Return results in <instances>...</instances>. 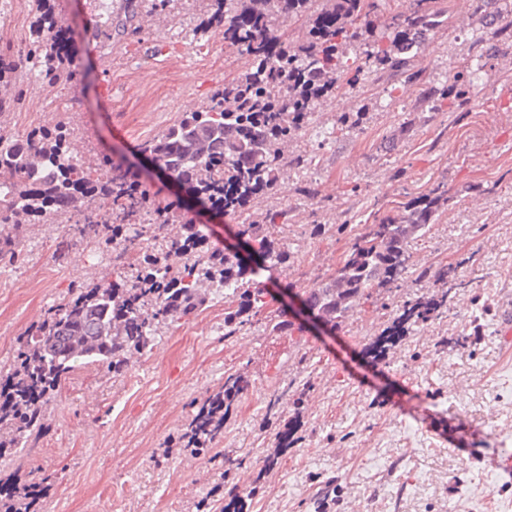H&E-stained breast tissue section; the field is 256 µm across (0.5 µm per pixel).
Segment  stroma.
Instances as JSON below:
<instances>
[{"instance_id":"stroma-1","label":"stroma","mask_w":512,"mask_h":512,"mask_svg":"<svg viewBox=\"0 0 512 512\" xmlns=\"http://www.w3.org/2000/svg\"><path fill=\"white\" fill-rule=\"evenodd\" d=\"M205 0H178L174 11L143 9L140 34L113 45L91 42L87 27L101 0H56L57 18L79 42L76 73L59 102L41 83L24 88L19 106L0 115V134L32 127L73 129L79 154L130 165L137 148L184 112L215 103L245 68L220 37L197 31ZM449 23L415 60L440 85L475 54L484 27L465 0H442ZM37 15V0L0 8V53L22 58L15 32ZM112 96L104 98L103 84ZM364 108L354 129L339 112ZM305 156L282 169L277 191L252 207L250 221L284 212L266 232L294 257L261 271L262 296L252 323L226 334L238 300L206 289L192 314L160 324L149 345L127 355L124 376L82 364L62 382L44 430L0 461V474L38 467L49 494L44 512H197L209 499L223 512L232 496L246 512H512V476L497 462L512 457V344L500 309L512 302V54L487 61L465 112H434L415 85L380 73L320 102L308 131L284 146ZM150 195L182 205L211 245L239 248V215L218 216L190 203L164 177L141 174ZM450 202L412 244V267L397 291L360 300L332 329L308 319L298 289L331 275L348 247L340 224L373 221L433 185ZM325 225L316 236L312 225ZM22 257L0 262V375L21 340L72 288L101 281L112 267L87 258L67 224H28ZM448 266L467 287L438 316L411 327L379 361L365 353L405 302L437 294L422 269ZM288 327L271 331V320ZM249 387L224 424L216 459L184 448L194 403L217 394L229 376ZM300 419V439L279 452L274 434ZM462 430L479 449L470 457L448 440ZM336 502L323 503L328 484Z\"/></svg>"}]
</instances>
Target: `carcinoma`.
<instances>
[{
    "label": "carcinoma",
    "instance_id": "1",
    "mask_svg": "<svg viewBox=\"0 0 512 512\" xmlns=\"http://www.w3.org/2000/svg\"><path fill=\"white\" fill-rule=\"evenodd\" d=\"M209 0L203 26L248 59L246 70L224 85L220 99L203 111L186 112L162 134L147 142L144 151L164 167L171 180L203 204L222 213H243L278 186L281 169H299L301 155L288 156L282 146L307 125L321 101L352 87L368 69L403 84L420 86V94L448 109L464 112L471 103L476 74L468 63L455 71L441 89L427 84L413 61L426 53L435 30L448 23V10L437 0H410L409 8L386 15L376 12L375 0ZM143 0H124L121 12L94 23L92 36L122 39L139 34L134 25ZM468 12L485 22L478 59H493L512 50V7L507 0H468ZM306 17V38L292 43L276 34L273 19ZM388 32L389 45L373 46L376 29ZM57 31L39 22L29 29L25 58L0 54V114L19 103L18 87L36 75L53 86L73 78L74 56L60 63L53 57ZM128 169L92 174L73 151L62 127H36L23 152L0 155V190L8 196L0 224V261L21 255L14 233L18 224H45L51 217L73 222L79 242L94 243L102 251L120 249L112 261V277L71 290L69 299L20 343L13 371L7 375L12 402L0 406V458L23 449L28 437L42 428L45 410L61 383L84 359L98 363L117 378L125 374V354L145 348L158 323L188 315L201 304L204 288H224L238 297L236 311L224 324L234 332L258 312L259 294L254 272L237 253L206 242L197 225L184 224L183 236L161 238L168 224L179 222L175 203H154L148 192L128 189ZM105 185L108 209L99 212L93 187ZM450 201L448 190L437 186L403 206L396 215H378L351 237L336 270L312 288L303 289L302 303L335 329L342 325L365 296L391 288L411 268L410 243L424 237L438 211ZM152 209L151 233L136 229L140 214ZM239 236L257 243L263 262H288V254L257 223L242 224ZM182 259L179 267L164 256ZM440 294L428 301L406 302L390 324L367 347L376 360L410 327L424 323L448 306L454 286L448 268L434 273ZM248 381L231 376L224 391L195 408L184 434L187 447L208 455L223 435L224 422ZM300 423L283 426L276 435L280 448L298 442ZM11 493L5 512H42L31 499L37 483L14 473L7 481Z\"/></svg>",
    "mask_w": 512,
    "mask_h": 512
}]
</instances>
